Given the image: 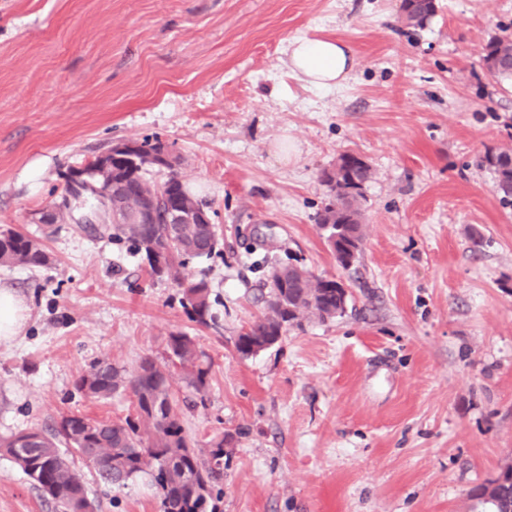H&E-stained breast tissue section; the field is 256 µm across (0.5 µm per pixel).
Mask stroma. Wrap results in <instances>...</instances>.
Wrapping results in <instances>:
<instances>
[{"mask_svg": "<svg viewBox=\"0 0 512 512\" xmlns=\"http://www.w3.org/2000/svg\"><path fill=\"white\" fill-rule=\"evenodd\" d=\"M0 0V227L44 236L48 266L0 267L26 307L0 341V437L60 414L116 421L132 399L74 382L97 359L135 369L170 334L211 360L196 449L229 433L224 512H481L512 463V205L481 163L512 146V82L481 63L512 0ZM297 37L345 41L331 90L288 68ZM161 141L210 204L224 252L189 263L218 324L189 320L173 282L76 220L46 233L63 175L119 141ZM351 153L372 178L356 267L314 222L320 172ZM279 260L341 282L346 314L256 356L235 348ZM96 512H157L143 485L89 482ZM0 512H54L0 456ZM432 2L428 0H402L400 9L406 22L413 27L424 28L436 13V7Z\"/></svg>", "mask_w": 512, "mask_h": 512, "instance_id": "1", "label": "stroma"}]
</instances>
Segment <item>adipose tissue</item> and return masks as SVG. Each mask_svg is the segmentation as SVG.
<instances>
[{
    "label": "adipose tissue",
    "instance_id": "adipose-tissue-1",
    "mask_svg": "<svg viewBox=\"0 0 512 512\" xmlns=\"http://www.w3.org/2000/svg\"><path fill=\"white\" fill-rule=\"evenodd\" d=\"M289 65L306 83L321 88L342 86L354 67L350 47L335 38H298L289 44Z\"/></svg>",
    "mask_w": 512,
    "mask_h": 512
}]
</instances>
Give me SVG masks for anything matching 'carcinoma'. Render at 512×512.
I'll list each match as a JSON object with an SVG mask.
<instances>
[{
	"mask_svg": "<svg viewBox=\"0 0 512 512\" xmlns=\"http://www.w3.org/2000/svg\"><path fill=\"white\" fill-rule=\"evenodd\" d=\"M406 22L422 28L435 15L430 0H402ZM481 62L492 74L512 80V33L491 37L482 48ZM161 141L141 143L133 160L114 148L95 156L83 169L97 161H112V189L106 202L80 201L77 212L96 218L112 212L129 220L112 226L85 223L91 234L108 235L129 244L146 261L150 274L167 279L182 289L181 305L190 320L202 326L215 321L210 290L205 280L187 270L188 260L223 253L224 241L211 224H184L182 235L170 236L164 223L168 209L179 205L204 207L167 165V179L160 185L144 167L147 156L158 152ZM348 154L321 172L326 199L314 220L336 260L344 269L359 261L363 241L360 202L371 178V168L359 159L350 164ZM494 174V190L503 202L512 201V158L501 149L487 151L482 159ZM158 203L155 224H137L138 209L148 199ZM50 258L36 236L0 228V265L46 266ZM263 293L266 311L252 321L235 342L243 357L255 355L275 344L290 329L303 328L315 317L324 322L346 311L336 300V281L317 276L299 266L280 280L270 267ZM168 363L145 355L129 372L108 358L96 360L74 382L75 389L94 399H107L127 392L133 397V412L120 421L98 420L80 413H66L49 430H31L0 438V455L8 457L30 479L56 512H95L83 474L69 455L90 467L99 483L117 490L137 482L148 484L155 493L158 512H221L224 494V456L233 447V436H215L204 453L195 450L183 425V410L172 392L170 367L181 369L187 386L195 394L205 393L211 364L195 341L185 333H173L167 340ZM482 512H512V485L494 490L483 485L476 495Z\"/></svg>",
	"mask_w": 512,
	"mask_h": 512,
	"instance_id": "obj_1",
	"label": "carcinoma"
}]
</instances>
